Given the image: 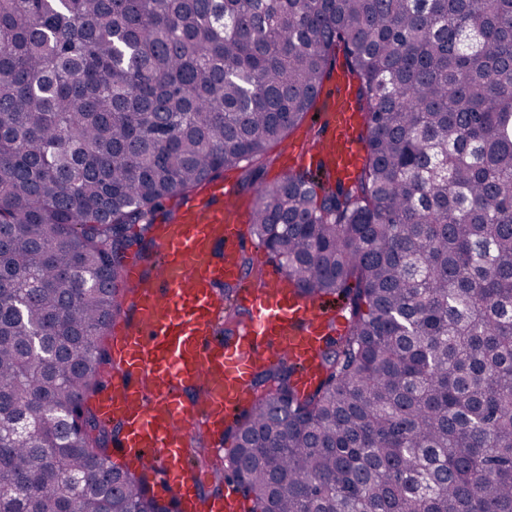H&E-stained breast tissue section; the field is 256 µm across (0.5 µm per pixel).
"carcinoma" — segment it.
<instances>
[{
  "label": "carcinoma",
  "instance_id": "1",
  "mask_svg": "<svg viewBox=\"0 0 512 512\" xmlns=\"http://www.w3.org/2000/svg\"><path fill=\"white\" fill-rule=\"evenodd\" d=\"M339 49L365 161L262 185L249 234L346 330L305 392L257 368L232 483L252 512H512V0H0V512H178L85 406L127 251L262 164Z\"/></svg>",
  "mask_w": 512,
  "mask_h": 512
}]
</instances>
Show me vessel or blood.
Wrapping results in <instances>:
<instances>
[{
  "mask_svg": "<svg viewBox=\"0 0 512 512\" xmlns=\"http://www.w3.org/2000/svg\"><path fill=\"white\" fill-rule=\"evenodd\" d=\"M338 84L321 104L324 135L306 156L346 178L362 163L359 119L348 77L339 75ZM232 194V186L215 182L205 199L181 201L176 218L156 229L154 277L142 278L137 266H128L127 280L138 284L132 298L138 319L113 336L122 372L97 398L99 418L121 424L114 455L133 469L159 467L161 487L174 492L182 512L203 507L195 498L202 477L184 454L190 437L223 429L226 419L249 407L254 372L270 357L297 362V386L310 389L318 378L315 354L329 337L320 307L272 270L239 289L233 302L251 318L234 336L218 338L217 288L242 275L247 213L232 203Z\"/></svg>",
  "mask_w": 512,
  "mask_h": 512,
  "instance_id": "b4317fda",
  "label": "vessel or blood"
}]
</instances>
